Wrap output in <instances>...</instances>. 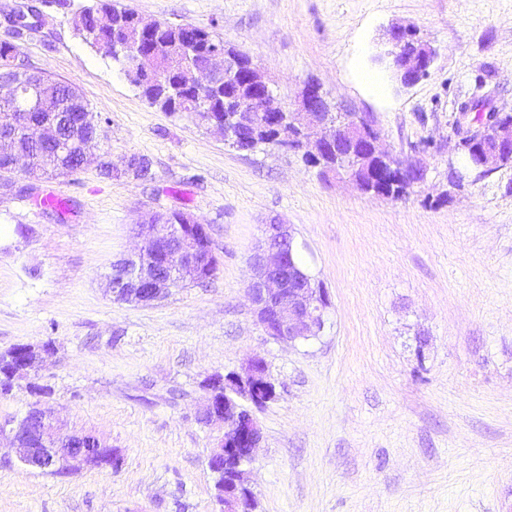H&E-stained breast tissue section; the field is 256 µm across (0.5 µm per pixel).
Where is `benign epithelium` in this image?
<instances>
[{
  "instance_id": "obj_1",
  "label": "benign epithelium",
  "mask_w": 512,
  "mask_h": 512,
  "mask_svg": "<svg viewBox=\"0 0 512 512\" xmlns=\"http://www.w3.org/2000/svg\"><path fill=\"white\" fill-rule=\"evenodd\" d=\"M414 33L410 26L393 25L383 41L384 56L405 86L427 77L436 57V50L430 44L414 38L411 44L420 68L411 78H403L399 60L405 43ZM238 70V58L220 40L210 45L201 63L189 68L188 85L199 92L222 86L234 78ZM247 79L261 96L279 97L278 89L261 76L257 65L249 64ZM483 111L493 116L491 125L475 127L469 113L461 112L456 130L462 140L494 144L492 149L470 155L475 168L490 170L497 167L502 155H512V121L489 99L484 102ZM28 112L26 107L10 113L6 125L0 127V147L10 142L15 127L24 128L33 143L59 138L56 125L31 123ZM282 112L285 119L272 135V141L279 148L301 150L310 144L309 157L328 162L331 170L347 175L360 187L363 180L357 172L373 180L394 166L395 156L381 147L380 133L371 122L331 107L318 82L304 84L299 94V109L294 111L285 104ZM235 116L243 124L257 123L249 101L238 104ZM17 170L30 178L39 177V157L17 158L8 172ZM196 223L198 220L189 213L183 214L181 224H168L163 219L154 223L147 218L142 220L137 228L138 235L145 239V246L114 263L106 278L112 297L127 304L160 302L167 297L173 282L185 284L196 280L214 256L212 246L198 241L192 232V225ZM294 245L291 225L281 222L264 225L263 238L251 257L248 285L249 301L264 334L273 341L290 345L318 337L324 329L328 307L324 289L295 267L291 258ZM156 254L168 258L170 270L166 280L158 277L151 261ZM218 379L224 381V397L218 399L211 388H206V404L201 411L202 420L224 426L218 449L208 458L207 469L213 472L216 464L222 462L227 466L235 461L232 475L224 477V483L215 484L216 500L224 512H254L255 496L247 483V468L255 460L254 449L259 446L262 433L253 412L242 413L238 400L259 409L275 398V386L265 361L257 357L248 362L244 372H231ZM0 436L11 438L22 465L40 470L49 469L60 461L70 471L80 467L101 468L104 456L111 452V446L102 441L95 448H80L76 434L59 436L49 416L36 405L22 419L0 423Z\"/></svg>"
}]
</instances>
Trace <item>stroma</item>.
Instances as JSON below:
<instances>
[{
	"mask_svg": "<svg viewBox=\"0 0 512 512\" xmlns=\"http://www.w3.org/2000/svg\"><path fill=\"white\" fill-rule=\"evenodd\" d=\"M85 2L0 0V41L13 39L7 13L37 4L21 53L82 94L100 159L145 157L152 178L108 179L93 162L33 195L24 175H0V351L54 347L0 398V421L40 405L120 462L49 475L0 439V512H218L206 463L221 430L200 419L202 382L256 355L276 387L255 413L256 512H512V164L471 168L454 133L474 93L512 113V0H122L223 38L285 101L316 81L369 118L424 171L399 200L321 176L300 151L229 149L149 106L76 35ZM396 22L437 50L410 87L376 59ZM175 210L204 224L216 275L159 303L113 301L105 276L137 245L134 224ZM274 221L292 224L329 301L305 345L268 339L249 307L250 256Z\"/></svg>",
	"mask_w": 512,
	"mask_h": 512,
	"instance_id": "1",
	"label": "stroma"
}]
</instances>
